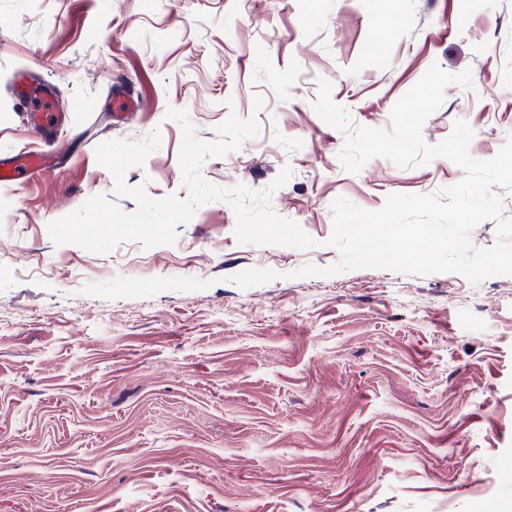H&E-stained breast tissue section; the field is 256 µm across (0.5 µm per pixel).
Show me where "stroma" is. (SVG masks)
I'll use <instances>...</instances> for the list:
<instances>
[{"instance_id":"stroma-1","label":"stroma","mask_w":512,"mask_h":512,"mask_svg":"<svg viewBox=\"0 0 512 512\" xmlns=\"http://www.w3.org/2000/svg\"><path fill=\"white\" fill-rule=\"evenodd\" d=\"M435 64L472 85L446 88L424 141L462 120L471 155L494 158L512 139V0H0V161L40 144L17 69L66 115L53 166L0 183V512H512V275L297 274L340 261L337 198L377 211L465 176L444 157L346 170L320 80L353 126L387 130ZM120 90L143 108L103 122ZM171 107L205 142L256 118L200 174L272 188L314 247L238 243L222 200L171 244L56 245L51 222L114 192L103 142L159 132L124 181L187 197ZM249 268L278 277L231 282Z\"/></svg>"}]
</instances>
